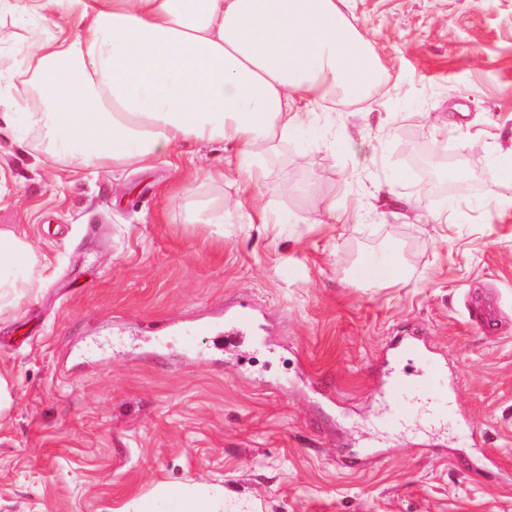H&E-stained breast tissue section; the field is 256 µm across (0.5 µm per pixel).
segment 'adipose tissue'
<instances>
[{
	"instance_id": "obj_1",
	"label": "adipose tissue",
	"mask_w": 512,
	"mask_h": 512,
	"mask_svg": "<svg viewBox=\"0 0 512 512\" xmlns=\"http://www.w3.org/2000/svg\"><path fill=\"white\" fill-rule=\"evenodd\" d=\"M345 2L0 0V18L32 27L0 98L56 158L98 169L220 140L256 186L262 155L317 127L323 102L386 82ZM43 271L30 241L0 229V311L37 291Z\"/></svg>"
}]
</instances>
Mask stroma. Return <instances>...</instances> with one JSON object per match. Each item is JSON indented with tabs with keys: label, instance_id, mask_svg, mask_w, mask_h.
I'll list each match as a JSON object with an SVG mask.
<instances>
[{
	"label": "stroma",
	"instance_id": "stroma-1",
	"mask_svg": "<svg viewBox=\"0 0 512 512\" xmlns=\"http://www.w3.org/2000/svg\"><path fill=\"white\" fill-rule=\"evenodd\" d=\"M347 15L387 85L326 103L340 147L264 156L257 194L299 223H199L238 193L206 178L220 142L78 174L37 131L0 132V228L46 267L0 314V512H178L190 494L217 512H512V180L495 175L512 0H349ZM444 163L465 188L430 187ZM389 247L406 281L351 280ZM243 300L263 317L226 343ZM413 329L448 410L410 405L390 430L385 372L425 370L390 355Z\"/></svg>",
	"mask_w": 512,
	"mask_h": 512
}]
</instances>
